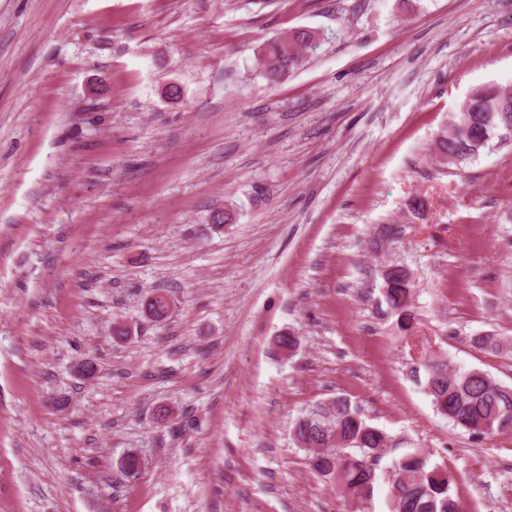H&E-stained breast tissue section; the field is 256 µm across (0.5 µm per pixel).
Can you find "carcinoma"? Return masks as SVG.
<instances>
[{"label": "carcinoma", "mask_w": 512, "mask_h": 512, "mask_svg": "<svg viewBox=\"0 0 512 512\" xmlns=\"http://www.w3.org/2000/svg\"><path fill=\"white\" fill-rule=\"evenodd\" d=\"M319 44V36L306 29L280 33L260 48L264 76L272 82L280 80ZM489 109L512 113V91L494 84L471 91L451 118L449 130L438 137L437 153L447 163L472 160L494 140L502 144L500 131L483 123L482 112ZM381 295L396 322L409 329L414 315L408 272L401 268L382 278ZM474 343L490 353L512 352V345L499 336H477ZM422 387L434 410L473 438L512 430V385L479 367L430 361L425 364ZM331 405L333 420L309 410L293 423L292 439L309 454L316 472L325 476L340 472L344 493L351 502H359L373 492L378 474L369 460H381L389 453V436L369 425L347 399L338 398ZM338 436L351 441V446L332 444ZM390 473L398 480L401 494L389 497V512H464L453 489L454 479L438 466L429 465L427 454L416 450L400 457Z\"/></svg>", "instance_id": "obj_1"}]
</instances>
